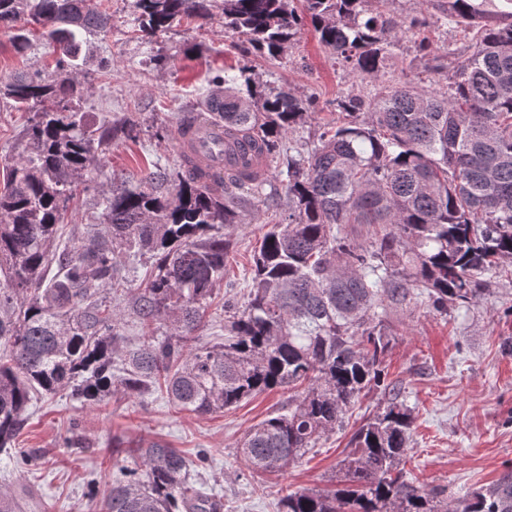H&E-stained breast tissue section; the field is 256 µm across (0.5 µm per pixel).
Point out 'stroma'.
Instances as JSON below:
<instances>
[{
    "mask_svg": "<svg viewBox=\"0 0 512 512\" xmlns=\"http://www.w3.org/2000/svg\"><path fill=\"white\" fill-rule=\"evenodd\" d=\"M101 3L112 15V29L104 36H84L79 45L77 77L86 88L80 109L92 124L128 117L136 129L115 134L97 153L98 170L70 203L57 248L80 241L91 225L101 223L99 202L111 186H134L146 172L177 167L178 118L190 109L201 111L214 77L243 69L260 86L315 96L318 109L303 126L307 132L330 119L336 98L356 89L313 28H305L281 57L266 59L243 36L225 30L221 13L205 25L175 23L167 33L148 39L137 30L133 0ZM417 44V39H403L387 69L429 90L433 76ZM56 59L40 36H33L31 50L20 56L8 34L0 33V80L18 73H50ZM29 120V113L15 111L0 98V186L25 150ZM266 230L263 218L248 212L228 228L224 280L199 330L203 341L223 338L218 314L225 299L245 300L252 255ZM117 264L119 289L106 299L122 308L118 330L131 348L143 334L131 291L144 287L155 260L122 257ZM489 288L476 305L445 316L425 299L387 314L392 336L382 366L414 417L405 469L410 480L426 489L444 486L462 495L494 482L512 466V277L494 279ZM288 397L287 389H274L207 415L175 409L157 391L115 395L99 406L85 405L65 391L38 397L15 445L36 453L40 464L26 469L14 453L1 451L0 491L12 495L24 512H102L120 468L146 475L139 460L114 456V449L159 441L190 460L207 453L209 464L199 470L198 481L202 489L221 496L224 512H277L278 499L288 492L341 487L340 462L352 449L353 433L385 402L383 393L371 392L351 406L343 428L323 437L313 451L284 471L251 479L239 443L253 426L286 409Z\"/></svg>",
    "mask_w": 512,
    "mask_h": 512,
    "instance_id": "obj_1",
    "label": "stroma"
}]
</instances>
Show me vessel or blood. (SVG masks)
I'll return each instance as SVG.
<instances>
[{
	"label": "vessel or blood",
	"instance_id": "b4317fda",
	"mask_svg": "<svg viewBox=\"0 0 512 512\" xmlns=\"http://www.w3.org/2000/svg\"><path fill=\"white\" fill-rule=\"evenodd\" d=\"M223 103V93L212 92L208 113H194L176 132L180 157L206 179L257 163L254 146L225 136L223 123L215 119L214 114L221 111Z\"/></svg>",
	"mask_w": 512,
	"mask_h": 512
}]
</instances>
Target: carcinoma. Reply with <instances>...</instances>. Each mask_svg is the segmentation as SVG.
Here are the masks:
<instances>
[{"label":"carcinoma","instance_id":"cac0c4a2","mask_svg":"<svg viewBox=\"0 0 512 512\" xmlns=\"http://www.w3.org/2000/svg\"><path fill=\"white\" fill-rule=\"evenodd\" d=\"M386 0H134L147 37L182 17L203 22L217 7L224 28L254 51L281 56L310 24L349 73L370 82L336 99L338 116L298 142L315 101L291 91L246 92L224 83V133L260 143L283 161V198L262 193L261 175L206 183L186 165L150 172L136 189L103 197L104 222L62 251L59 279L44 270L75 184L92 174L95 150L120 126L97 127L77 108L82 84L72 58L84 32L105 33L112 18L95 0H0V29L14 52L28 32L61 51L55 70L0 86L17 110L34 112L20 162L0 192V451L11 449L37 394L65 388L89 404L157 385L178 409L212 414L283 386H304L288 410L244 437L240 453L256 472L282 471L343 423L348 407L374 388L390 402L354 433L343 460L348 487L295 491L278 512H512V467L489 486L458 497L421 489L397 471L411 441V410L385 381L386 308L424 295L434 311L467 307L512 261V10L493 0H435L432 14L395 15ZM473 33L464 49L430 54L436 88L427 93L381 80L400 39L430 27ZM51 100L54 106L38 105ZM250 208L270 228L253 258L247 301H224V340L201 344V311L224 278V228ZM355 224L365 238L352 235ZM150 253L155 273L133 294L141 324L167 322L170 334L127 349L118 317L99 299L118 256ZM147 469L124 470L106 512H224L196 488L193 469L160 442L127 448Z\"/></svg>","mask_w":512,"mask_h":512}]
</instances>
